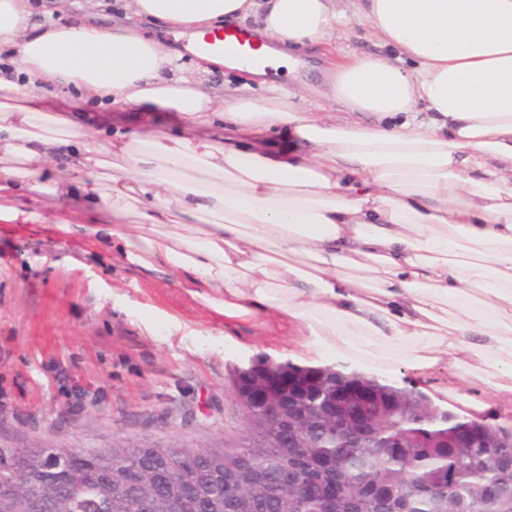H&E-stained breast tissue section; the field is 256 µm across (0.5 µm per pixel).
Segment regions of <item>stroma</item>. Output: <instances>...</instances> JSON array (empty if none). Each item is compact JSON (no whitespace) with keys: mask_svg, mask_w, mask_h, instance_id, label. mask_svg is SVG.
I'll use <instances>...</instances> for the list:
<instances>
[{"mask_svg":"<svg viewBox=\"0 0 512 512\" xmlns=\"http://www.w3.org/2000/svg\"><path fill=\"white\" fill-rule=\"evenodd\" d=\"M124 0H33L30 24H66L73 14L95 10L109 25ZM344 15L345 50L410 59L373 38L349 0ZM321 49L303 52L292 74L272 73L246 96L268 97L269 85L293 89L292 108L312 112L318 102L309 86L328 90ZM49 111L63 112L87 134L106 126L147 127L179 133L174 112L145 114L129 107H101L76 88H57ZM12 204L39 221L0 223V448H235L247 429L233 390L239 369L263 360L275 364L335 367L385 378L424 397L441 411L465 417L439 386L440 367L418 382L400 366L382 367L354 355L325 351L298 358L285 341L224 340V317L204 306L188 286L131 267L84 228L108 224L103 202L77 192L68 198L24 191ZM72 231H64L63 223Z\"/></svg>","mask_w":512,"mask_h":512,"instance_id":"stroma-1","label":"stroma"}]
</instances>
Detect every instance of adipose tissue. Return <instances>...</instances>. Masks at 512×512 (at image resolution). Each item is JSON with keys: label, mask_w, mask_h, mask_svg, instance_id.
<instances>
[{"label": "adipose tissue", "mask_w": 512, "mask_h": 512, "mask_svg": "<svg viewBox=\"0 0 512 512\" xmlns=\"http://www.w3.org/2000/svg\"><path fill=\"white\" fill-rule=\"evenodd\" d=\"M352 6L415 63L405 72L357 54L330 60L328 99L350 116H383L370 127L294 111L285 93H210L177 73L176 52L120 22L105 29L84 15L30 32L31 0H0V52L11 60L0 68V192L101 196L112 221L88 234L189 285L223 314L231 342L282 335L297 352H349L423 377L444 363L449 397L482 413L469 392L481 382L512 424V0ZM127 10L197 40L261 16L252 60L200 50L201 72L260 77L291 64L292 50L343 36L334 0H131ZM55 85L176 112L187 129L112 128L110 158L85 146L53 182L55 156L85 136L43 111ZM420 103L431 117L415 124ZM273 135L293 149L271 152Z\"/></svg>", "instance_id": "1"}]
</instances>
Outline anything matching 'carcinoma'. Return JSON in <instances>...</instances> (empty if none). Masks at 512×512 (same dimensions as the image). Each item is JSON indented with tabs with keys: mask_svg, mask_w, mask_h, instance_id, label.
Listing matches in <instances>:
<instances>
[{
	"mask_svg": "<svg viewBox=\"0 0 512 512\" xmlns=\"http://www.w3.org/2000/svg\"><path fill=\"white\" fill-rule=\"evenodd\" d=\"M360 379L288 364L266 389L234 381L250 415L272 406L314 420L311 448L285 456L268 447L259 428L239 448H14L0 451V500L13 512H445L448 497L468 512H484V491L512 484V433L450 416L448 426L419 423L417 407L372 417L398 422L403 446L364 470L350 466L343 442L349 425L335 426L326 395L356 391ZM338 436H333V433ZM308 485L297 497L292 481Z\"/></svg>",
	"mask_w": 512,
	"mask_h": 512,
	"instance_id": "1",
	"label": "carcinoma"
}]
</instances>
